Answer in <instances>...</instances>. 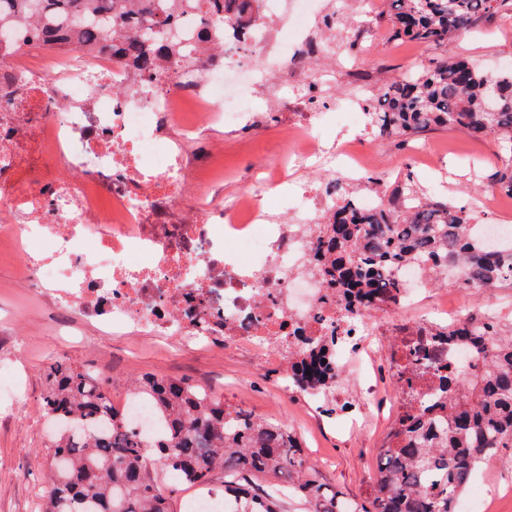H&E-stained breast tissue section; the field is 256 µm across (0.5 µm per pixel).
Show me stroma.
<instances>
[{
    "instance_id": "stroma-1",
    "label": "stroma",
    "mask_w": 512,
    "mask_h": 512,
    "mask_svg": "<svg viewBox=\"0 0 512 512\" xmlns=\"http://www.w3.org/2000/svg\"><path fill=\"white\" fill-rule=\"evenodd\" d=\"M373 23L386 48L366 58L363 69L374 77V88H381L406 72L408 67L422 69L437 55L463 57L478 66L500 56L512 55V26L503 19L491 18L468 36L449 39L441 50L391 37L386 22L385 0H373ZM284 77L280 68L264 70L255 90L260 104V127L250 137H242L230 128L217 127L212 139L221 149L230 173L223 183L213 187L218 201L231 199L246 189L265 170L275 169L283 148L275 135L277 125L295 121L296 113L276 95ZM366 146L379 162L396 163L398 171H413L417 185L456 205L468 204L478 192L476 171L492 173L502 164L501 149L494 137L473 140L448 129L424 134L423 139L445 153L438 171L416 170L410 151L394 138L366 134ZM24 333V353H16L8 343L15 329ZM60 352L63 361L88 369L101 381L111 382L112 400L121 404L132 393L134 382L146 374L186 378L191 382L222 389L226 402L259 416L292 419L298 430L306 459L325 458L316 466L321 483L342 499L360 500L369 493L379 449L391 426L390 420L374 421L365 431L348 432L340 421L325 423L304 415L293 402L278 401L262 388L246 386L254 367L250 355L241 350L218 354L208 351L163 353L153 344L132 341L80 326L62 313L52 312L32 289L16 285L10 260L0 259V366L10 367L18 385L16 396L0 397V512H34V502L45 491L50 472L48 440L52 426L41 400L44 392V355ZM30 471V481H22V471ZM473 488L493 493L490 512H512V467L488 464L476 473Z\"/></svg>"
}]
</instances>
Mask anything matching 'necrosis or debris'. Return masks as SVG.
<instances>
[{
	"label": "necrosis or debris",
	"instance_id": "necrosis-or-debris-1",
	"mask_svg": "<svg viewBox=\"0 0 512 512\" xmlns=\"http://www.w3.org/2000/svg\"><path fill=\"white\" fill-rule=\"evenodd\" d=\"M197 4L188 0L177 28L179 55L156 41L149 76L121 61L122 32L109 51L77 50L42 68L27 65L35 43L23 26L0 41V243L11 245L25 281L52 309L154 339L167 351H246L282 399L295 388L288 367L296 355L334 343L337 380L360 373L364 385L350 396H305L306 409L330 420V405L342 403L352 432L374 409L397 417L401 406L382 400L379 379L380 369L396 370L397 340L499 309L421 304L432 277L411 263L393 273L401 301L351 313L313 265L317 227L336 208L337 168L361 182L378 166L353 135L368 124L360 102L366 75L356 63L381 49L376 29L362 25L337 47L339 68L357 87L336 107L349 136L329 150L317 134L327 78L305 77L302 62L328 50L309 39L311 20L329 31L335 14H323L316 0H293L289 9L263 0L242 42L231 24L202 23ZM264 60L286 65L288 104L303 112L302 126L282 137L289 160L302 167L315 158L325 167L297 192L294 224L263 207L266 192L285 179L257 182L230 209L210 195L207 126L254 131L253 90ZM497 196L484 191L472 209L476 232L505 252L512 225L491 222Z\"/></svg>",
	"mask_w": 512,
	"mask_h": 512
}]
</instances>
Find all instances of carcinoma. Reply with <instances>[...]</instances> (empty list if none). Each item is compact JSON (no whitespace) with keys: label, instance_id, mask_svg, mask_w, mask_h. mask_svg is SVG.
<instances>
[{"label":"carcinoma","instance_id":"cac0c4a2","mask_svg":"<svg viewBox=\"0 0 512 512\" xmlns=\"http://www.w3.org/2000/svg\"><path fill=\"white\" fill-rule=\"evenodd\" d=\"M128 1L135 6L121 21L146 30L129 52L149 71L155 30L176 28L177 0L160 17L155 0H0V17L30 11L40 27L29 36L41 46L97 53L112 45V12ZM251 2L203 0L204 18H226L243 34ZM386 2L393 38L435 50L490 17L512 19V0ZM371 107L378 134L402 141L437 128L472 139L494 136L502 165L487 176L488 186L512 196V71L482 73L464 59L439 58L382 87ZM336 197V215L319 229L320 271L349 307L396 303L388 273L410 261L427 264L445 282L454 264L474 283L512 285V254L487 249L472 230V210L417 191L410 175L379 207L361 206L342 185ZM433 335L476 352L488 347L490 360L470 380L446 364L426 362L428 338L404 341L401 356L420 365L410 374L397 369L405 411L380 449L373 493L357 512H457L481 465L512 448V320L450 323ZM44 379V408L59 431L50 440L54 476L42 512H169L161 481L169 471L191 485H207L216 472L224 473V490L244 494L243 512H284L290 499L325 503L319 512H344L345 501L317 480L289 427L226 404L201 386L155 374L138 380L137 395L155 403L165 424L164 433L147 441L128 428L91 372L57 362L46 367ZM431 380L449 393L437 409L421 391ZM296 383L303 390L334 387L331 357L319 350L301 360Z\"/></svg>","mask_w":512,"mask_h":512}]
</instances>
